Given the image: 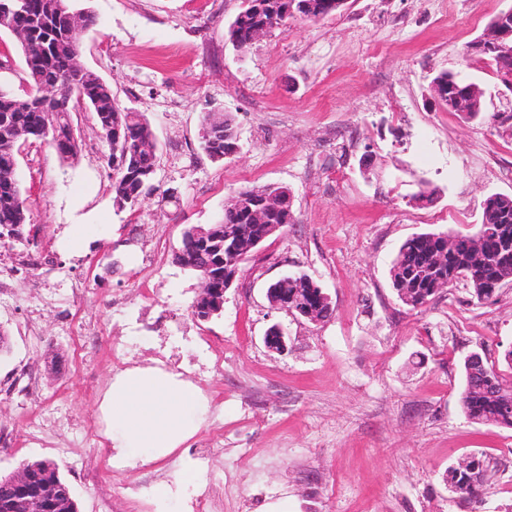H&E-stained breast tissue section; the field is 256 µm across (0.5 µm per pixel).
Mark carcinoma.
Here are the masks:
<instances>
[{"instance_id": "obj_1", "label": "carcinoma", "mask_w": 512, "mask_h": 512, "mask_svg": "<svg viewBox=\"0 0 512 512\" xmlns=\"http://www.w3.org/2000/svg\"><path fill=\"white\" fill-rule=\"evenodd\" d=\"M314 7L304 14H290L286 10L272 9L254 12L247 7L235 15L227 30L229 40L239 49L250 46L253 29L266 25L269 30L284 29L288 21L314 20L339 13L343 6L337 0H304ZM71 14L74 23L67 25L56 18V13ZM0 14L5 22L0 28L12 30L27 26L31 30L30 41L20 45L25 74L30 86H57L63 92L61 101L40 99L34 95L17 98L0 91V119L23 126L26 139L48 143L64 159H74L80 150V141L73 125L72 114L76 106L83 104L94 114L101 137L109 148L108 166L123 167L112 172L109 185L113 205L119 209L134 207L141 198L154 190L152 184L157 166V147L152 129L138 112L123 107L112 88L94 72L80 66V32L95 23L94 16L86 9L75 10L71 0H0ZM495 68L498 79L512 74V41L498 52L486 56ZM453 82L465 92L470 106L467 114L476 117L484 112L485 90L476 82L441 71L432 83L446 86ZM204 149L210 158L219 160L234 148L232 120L226 115H207L203 127ZM23 142L0 134V245L9 244L25 237L27 208L17 177L18 157ZM285 191L278 186L246 187L239 190L242 200L238 207L224 209L222 224L238 234L240 254L248 257L254 251L252 238L255 228L250 225L247 210L252 198L261 192ZM501 224L512 225V197L501 201L493 209L489 222L478 224L472 233L454 232L457 251L461 256L479 245L485 250L489 263L484 269L469 270L458 260L445 270L443 285L450 288L463 281L479 301L497 294L498 287L512 280V262L503 264L495 258L498 228ZM192 230L183 234L185 241L176 255V262L190 270L207 265H224L226 275L236 273L233 265L224 263L222 254L209 247H198L187 242ZM447 246L443 233H423L407 239L399 248L392 263L390 275L393 288L402 303L415 310L427 304L440 289L431 286L430 254ZM419 280L420 287L404 288L407 274ZM277 287L288 293L290 307L298 314L309 313V320L323 321L332 314V307L322 295L320 287L308 276L291 280L287 277ZM217 294L199 293L192 309L199 317L216 307ZM501 366L483 358V364L464 360L465 387L461 406L465 415L475 423L512 428V349L504 350ZM493 381V395L483 391L484 377ZM23 468L33 475L52 479L62 485L68 482L60 474L56 464L47 459L28 461ZM488 466L478 457H470L448 468L445 481L457 494L474 496L487 483Z\"/></svg>"}]
</instances>
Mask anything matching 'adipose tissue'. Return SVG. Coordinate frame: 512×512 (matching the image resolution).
Instances as JSON below:
<instances>
[{"label": "adipose tissue", "mask_w": 512, "mask_h": 512, "mask_svg": "<svg viewBox=\"0 0 512 512\" xmlns=\"http://www.w3.org/2000/svg\"><path fill=\"white\" fill-rule=\"evenodd\" d=\"M192 382L151 365H133L112 379L99 404L102 421L112 427L111 448H151L164 457L195 432L188 411L205 406Z\"/></svg>", "instance_id": "ef3b65f1"}]
</instances>
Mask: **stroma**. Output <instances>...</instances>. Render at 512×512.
I'll list each match as a JSON object with an SVG mask.
<instances>
[{
  "label": "stroma",
  "instance_id": "stroma-1",
  "mask_svg": "<svg viewBox=\"0 0 512 512\" xmlns=\"http://www.w3.org/2000/svg\"><path fill=\"white\" fill-rule=\"evenodd\" d=\"M95 25L81 33L80 64L111 86L121 104L148 120L158 142V191L135 210H117L107 146L92 112L80 110L81 151L63 160L49 145L26 144L17 175L38 251L0 247V381L35 367L39 390L0 395V476L23 463L54 461L79 512H139L128 470L113 468L101 432L72 455L56 437H28V420L65 406L72 419H99L101 385L129 362L158 364L162 342L136 321L163 319L169 335L215 341L224 364L194 376L209 398L187 447L163 459L125 449L129 467L161 471L182 486L173 496L148 486L151 512H182L183 499L209 489L216 512H512V429L476 424L460 397L464 358L512 347V281L490 301L463 285L423 308L403 305L390 269L401 244L423 232L468 233L488 195L512 196V94L501 95L493 66L475 51L489 21L512 0H348L338 14L297 20L247 50L226 37L241 0H76ZM449 70L486 91L482 118L451 112L430 82ZM0 87L29 89L19 42L0 31ZM233 120L236 150L212 160L203 119ZM436 188L413 201L419 183ZM288 187L294 221L266 240L224 296V310L198 322L191 304L200 279L175 261L182 234L218 223L245 187ZM86 243L67 244L70 225ZM302 271L331 299L312 323L272 309L269 283ZM81 293L71 297L68 285ZM126 300L122 313L114 297ZM97 329L96 349L60 329ZM281 324L288 350L263 342ZM133 345L114 358L113 338ZM214 449L209 464L194 450ZM489 463L475 500L444 477L471 455Z\"/></svg>",
  "mask_w": 512,
  "mask_h": 512
}]
</instances>
